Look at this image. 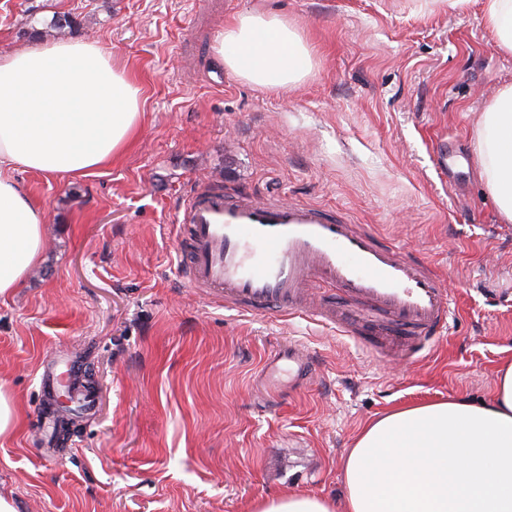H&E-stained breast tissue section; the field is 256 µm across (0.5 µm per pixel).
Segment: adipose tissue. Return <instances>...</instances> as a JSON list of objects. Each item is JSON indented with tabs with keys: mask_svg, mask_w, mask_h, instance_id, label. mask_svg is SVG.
Listing matches in <instances>:
<instances>
[{
	"mask_svg": "<svg viewBox=\"0 0 512 512\" xmlns=\"http://www.w3.org/2000/svg\"><path fill=\"white\" fill-rule=\"evenodd\" d=\"M482 20L512 53V0H482ZM214 50L259 88L297 85L312 67L300 33L273 14L236 16ZM140 101L137 83L95 44L59 41L0 57V298L20 288L45 248L46 215L17 173L94 174L129 147ZM475 152L512 223V83L487 103ZM343 479L341 501L290 493L252 512H512V360L489 400L409 404L368 422Z\"/></svg>",
	"mask_w": 512,
	"mask_h": 512,
	"instance_id": "1",
	"label": "adipose tissue"
}]
</instances>
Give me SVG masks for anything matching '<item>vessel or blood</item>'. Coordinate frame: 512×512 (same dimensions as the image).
Returning <instances> with one entry per match:
<instances>
[{"mask_svg": "<svg viewBox=\"0 0 512 512\" xmlns=\"http://www.w3.org/2000/svg\"><path fill=\"white\" fill-rule=\"evenodd\" d=\"M181 225L190 284L225 309L304 314L363 337L370 351L409 356L450 328L444 280L407 248L380 243L369 225L212 185L187 197ZM318 280L352 308L316 304L310 290Z\"/></svg>", "mask_w": 512, "mask_h": 512, "instance_id": "1", "label": "vessel or blood"}]
</instances>
